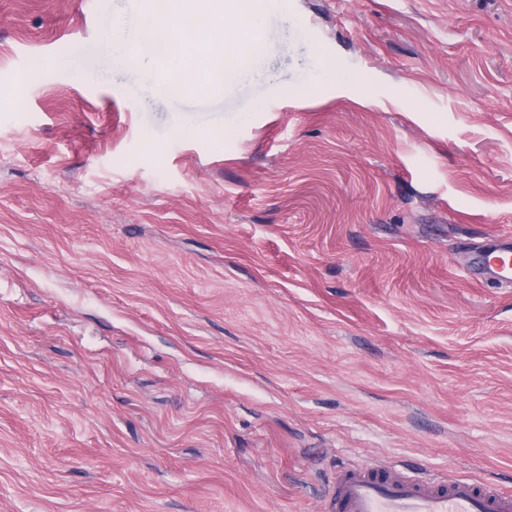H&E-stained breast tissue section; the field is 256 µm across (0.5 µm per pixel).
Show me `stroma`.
<instances>
[{
  "label": "stroma",
  "instance_id": "obj_1",
  "mask_svg": "<svg viewBox=\"0 0 512 512\" xmlns=\"http://www.w3.org/2000/svg\"><path fill=\"white\" fill-rule=\"evenodd\" d=\"M144 7L0 0V512L512 490V0H269L180 98L112 59ZM482 261L490 274L501 280L512 279V246L510 242L496 243L483 254ZM331 512H511L512 493L448 471V479L393 475L365 462L336 469Z\"/></svg>",
  "mask_w": 512,
  "mask_h": 512
}]
</instances>
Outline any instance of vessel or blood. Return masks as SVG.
Wrapping results in <instances>:
<instances>
[{
  "label": "vessel or blood",
  "mask_w": 512,
  "mask_h": 512,
  "mask_svg": "<svg viewBox=\"0 0 512 512\" xmlns=\"http://www.w3.org/2000/svg\"><path fill=\"white\" fill-rule=\"evenodd\" d=\"M482 261L490 274L512 279V244H493ZM329 507L331 512H512V493L453 473L428 480L365 462L337 468Z\"/></svg>",
  "instance_id": "b4317fda"
}]
</instances>
